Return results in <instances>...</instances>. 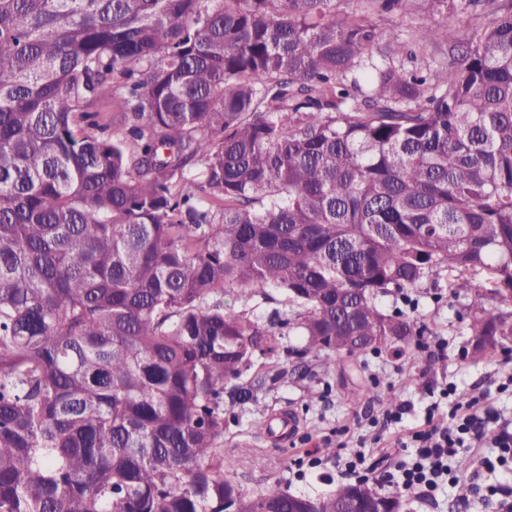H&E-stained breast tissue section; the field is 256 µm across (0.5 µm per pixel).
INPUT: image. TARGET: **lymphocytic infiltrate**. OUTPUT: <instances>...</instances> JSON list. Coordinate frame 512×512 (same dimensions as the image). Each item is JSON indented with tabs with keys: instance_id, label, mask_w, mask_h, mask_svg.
<instances>
[{
	"instance_id": "obj_1",
	"label": "lymphocytic infiltrate",
	"mask_w": 512,
	"mask_h": 512,
	"mask_svg": "<svg viewBox=\"0 0 512 512\" xmlns=\"http://www.w3.org/2000/svg\"><path fill=\"white\" fill-rule=\"evenodd\" d=\"M454 393L453 385L441 387L412 424L407 421L415 416L411 404L384 409L380 431L358 435L355 450L342 458L346 474L368 479L374 471L369 457L375 448L399 449L385 479L425 500L436 499L453 485L462 463L470 458L487 473L511 474L512 419L494 416L486 394L471 397L462 406L454 402Z\"/></svg>"
}]
</instances>
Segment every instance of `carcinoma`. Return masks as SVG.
I'll list each match as a JSON object with an SVG mask.
<instances>
[{
	"label": "carcinoma",
	"instance_id": "carcinoma-1",
	"mask_svg": "<svg viewBox=\"0 0 512 512\" xmlns=\"http://www.w3.org/2000/svg\"><path fill=\"white\" fill-rule=\"evenodd\" d=\"M346 2L0 0V512L404 508L224 466L286 331L401 357L379 298L446 272L512 336V0Z\"/></svg>",
	"mask_w": 512,
	"mask_h": 512
}]
</instances>
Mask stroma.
<instances>
[{"instance_id": "35a3bbf8", "label": "stroma", "mask_w": 512, "mask_h": 512, "mask_svg": "<svg viewBox=\"0 0 512 512\" xmlns=\"http://www.w3.org/2000/svg\"><path fill=\"white\" fill-rule=\"evenodd\" d=\"M416 298L418 320L434 337L449 342L439 361H429L423 352L412 358L368 353L336 360L327 367L316 354L300 355L301 337L281 338V363L288 370L287 377L224 415V462L245 490L257 491L277 482L293 493H320L346 482V475L331 460L307 471L305 478H297L294 461L303 452L301 441L319 439L343 425L369 423L388 394L419 408L429 404L432 391L445 383H455L458 391L468 394L495 388L504 367V352L476 361L464 354L468 309L490 310L493 302L474 293L455 298L449 289L434 287L429 281ZM284 411L297 418L300 431L285 444L270 445L256 424Z\"/></svg>"}]
</instances>
